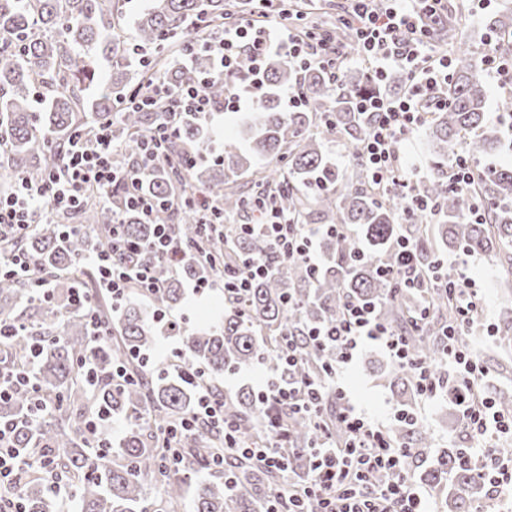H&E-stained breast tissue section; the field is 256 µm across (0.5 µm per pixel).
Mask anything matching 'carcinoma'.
Segmentation results:
<instances>
[{"instance_id": "obj_1", "label": "carcinoma", "mask_w": 512, "mask_h": 512, "mask_svg": "<svg viewBox=\"0 0 512 512\" xmlns=\"http://www.w3.org/2000/svg\"><path fill=\"white\" fill-rule=\"evenodd\" d=\"M121 14L122 0H0L3 181L23 178L42 185L48 169L103 123L120 148L124 167L145 191L160 200L173 194L182 200L176 211H161L156 218L160 224H174L183 251L173 259L160 260L147 251L154 225L142 223L137 211L123 205L122 185L112 187L109 204L93 192L85 195L81 230L63 236L45 219L21 239H0L4 269L21 252L35 273L54 278L52 294L44 299L34 294L27 279L0 277V321L26 327L24 335L0 345V373L28 367L40 388L36 396L20 393L0 401V420L17 424L14 447L30 465L19 488V512H59L57 501L42 487L46 478L68 486L81 512H180L185 485L199 469H210L215 476L198 485L194 512H261L270 504L288 512L282 472L232 453L219 465L224 433L208 424L199 423L181 439L177 472L160 469L165 454L160 431L191 416L196 407L195 389L181 376L182 369L191 366L205 372L239 439L262 444L280 435L289 445L285 466L300 476L310 469L319 443L312 420L290 412L285 404H264L249 390L221 394L216 382L224 374L259 366L283 384L295 376L327 381L336 364L335 351L307 345L302 333L336 320L344 300L351 297L376 305L382 320L406 334L413 356L434 378H446L440 332L455 311L435 282L440 249L488 255L506 276L512 275V167L477 165L503 148L500 129L488 125L482 58L457 35L453 19L432 25L431 39L448 46L452 67L448 83L437 90L446 106L428 113L424 121L432 150L426 159L428 175L415 191L428 209L401 229L405 200L396 192L377 195L359 162L344 174L325 148L327 139L341 135L356 149L369 132L372 118L357 114L355 102L364 94L381 92V85L362 70L343 72L335 85L319 69L297 71L273 56L266 64L262 92L242 121L240 146L224 150L219 159H207L203 121L183 114L166 154L173 159L194 156L195 165L186 170L164 162L141 170V142L166 114L158 107L112 111L115 98L130 96L152 79L131 47L153 50L154 68L172 87L208 78V94L220 101L229 80L213 75V57L198 50L191 62L183 63L175 38L194 19L212 28L221 26L226 17L240 14V5L234 0H149L135 15L130 38L121 27ZM486 30H512V0H503L486 19ZM105 69L109 80L104 83L99 75ZM294 85L308 105L285 112L280 93ZM283 162L288 165L284 179ZM462 163L476 169L471 194L449 182L448 174ZM245 175L251 177L247 193L237 189ZM269 192L298 224L341 226L343 235H328L320 242L325 263L319 271L299 259L282 260L258 231L243 233L239 225L226 224L223 233H212L200 223L193 205L204 195L228 212L246 211L253 198ZM474 196L487 204L479 224L468 219ZM116 221L138 243L120 260L128 266L152 265L163 288L145 305L130 299L117 307L97 302V324L112 333L110 340H97L95 326L83 312L70 308L68 299L74 289L85 286V258L110 243ZM401 235L413 241L425 273L419 290L396 289L378 273L379 265L396 261ZM250 258L264 259L268 276L253 281L242 297L224 299V315L215 322L186 332L157 319L162 312L171 316L178 311L186 282L218 278L224 272L239 274ZM419 301L432 307L433 317L415 332L408 314ZM161 332L178 335L176 366L148 370L133 355L150 349ZM290 334L299 352L294 374L281 358V339ZM89 354L94 368L90 376L83 367ZM120 360L126 375L114 378L112 368ZM388 376L398 405L408 408L415 398L412 370L394 363ZM100 411L125 420L116 450L99 447L86 429L89 415ZM389 434L395 445L412 448L407 470L429 454L427 429L419 421L397 423ZM464 456L465 449L456 445L444 448L419 473L441 498L445 512H471L485 493L481 479L462 463ZM44 458L52 460L48 472L41 470ZM149 487L158 489V498L148 496Z\"/></svg>"}]
</instances>
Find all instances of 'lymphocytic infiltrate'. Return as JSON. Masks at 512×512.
Instances as JSON below:
<instances>
[{
    "mask_svg": "<svg viewBox=\"0 0 512 512\" xmlns=\"http://www.w3.org/2000/svg\"><path fill=\"white\" fill-rule=\"evenodd\" d=\"M256 2L264 11L263 25L242 18L212 31L198 24L194 27L196 41L184 44L190 53L196 43H203L216 59L222 76L229 78L223 101H214L201 84L170 87L159 74L146 90L137 91V100L153 103L161 99L168 102L171 114L191 112L202 119L215 112L245 111L259 93L264 62L272 54L286 58L294 69L318 68L331 79H339L344 59L340 47L319 32L290 31L282 15L269 11V0ZM447 14L448 0H349L345 13L357 28L358 53L373 62L372 81H383L392 68L407 71L410 77L409 88L402 96L388 99L366 95L356 104L359 113L374 118L356 157L367 168L377 191L396 190L405 196L410 214L422 209L423 203L414 194L413 174L398 163L396 147L414 137L437 88L448 80L452 61L448 55L431 52L428 32L430 22ZM118 184L125 187L128 207L139 212L143 223L154 224L156 199L141 192L138 179L127 176L107 126L101 125L47 172L44 186L35 187L20 179L12 192L0 194V234L8 231L23 236L47 212L77 209L86 192L104 198ZM252 210L258 217L257 228L267 234L281 258L302 259L314 271L321 268L316 242L332 232V225L292 223L277 207L260 199ZM154 226L151 248L157 257L169 258L181 251L170 225ZM127 247L121 226L116 223L112 226L111 246L90 254L89 263L99 286L116 301L122 300L131 287L147 295L159 286L152 267H128L119 262V255ZM444 286L456 311L454 321L444 330L443 356L448 372L444 382H437L428 366L417 363L405 336L382 322L374 307L348 301L333 323L311 327L306 333L309 345L330 347L336 352V366L328 385L303 378L288 386L269 385L260 390L261 401L272 399L306 410L315 418L321 415L325 394H332L339 407V420L348 433L349 442L342 447L331 436L322 437L320 460L294 488L292 512H429L426 495L413 489L404 468L407 450L394 446L388 428L358 412L342 387L344 370L369 340L382 341L393 361L413 369L419 402L444 398L463 411L468 418L466 436L470 441L466 462L484 483L487 503H512V457L497 456L493 448L497 440L512 439V412L498 409L484 388L485 366L468 345L458 341L472 328L483 298L475 280L464 270L446 273ZM189 380L199 393L198 410L180 427L165 430V467H175L178 462L176 440L180 431L191 430L204 421L222 429L225 447L258 458L270 469H279V440L261 448L239 446L230 423L224 419V406L207 381L195 373ZM12 441V426L0 422V502L7 504L15 497L22 470Z\"/></svg>",
    "mask_w": 512,
    "mask_h": 512,
    "instance_id": "obj_1",
    "label": "lymphocytic infiltrate"
}]
</instances>
